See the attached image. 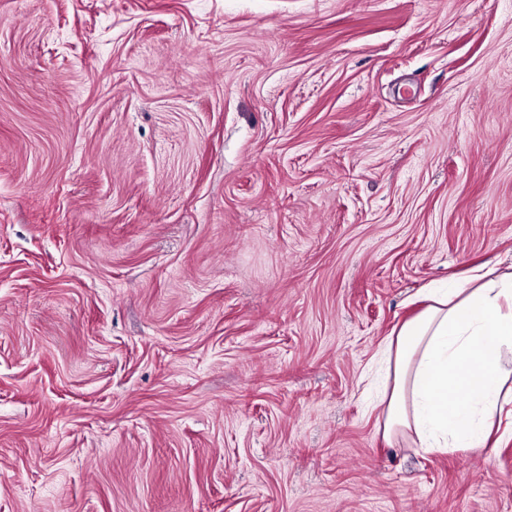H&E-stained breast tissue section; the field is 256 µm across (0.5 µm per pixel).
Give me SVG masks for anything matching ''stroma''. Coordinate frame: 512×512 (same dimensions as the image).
<instances>
[{
    "label": "stroma",
    "instance_id": "35a3bbf8",
    "mask_svg": "<svg viewBox=\"0 0 512 512\" xmlns=\"http://www.w3.org/2000/svg\"><path fill=\"white\" fill-rule=\"evenodd\" d=\"M482 265L512 0H0V512H512L365 399Z\"/></svg>",
    "mask_w": 512,
    "mask_h": 512
}]
</instances>
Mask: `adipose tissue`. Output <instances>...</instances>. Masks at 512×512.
Segmentation results:
<instances>
[{"instance_id":"adipose-tissue-1","label":"adipose tissue","mask_w":512,"mask_h":512,"mask_svg":"<svg viewBox=\"0 0 512 512\" xmlns=\"http://www.w3.org/2000/svg\"><path fill=\"white\" fill-rule=\"evenodd\" d=\"M424 308L392 331L378 355L391 389L387 435L410 436L429 452L484 447L512 348V273H483L427 289Z\"/></svg>"}]
</instances>
